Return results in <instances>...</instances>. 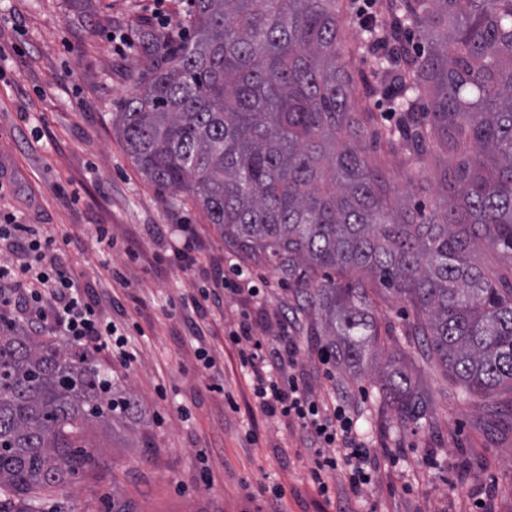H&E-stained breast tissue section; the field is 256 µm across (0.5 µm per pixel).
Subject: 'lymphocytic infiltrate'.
<instances>
[{"mask_svg": "<svg viewBox=\"0 0 512 512\" xmlns=\"http://www.w3.org/2000/svg\"><path fill=\"white\" fill-rule=\"evenodd\" d=\"M69 235L40 233L15 215L0 219V314L22 321L37 336H60L94 353L128 362L131 353L125 328L108 321L99 301L89 299L64 258ZM238 346L243 368L251 371L254 401L263 414L300 422L313 450L311 477L322 497H329L328 479L337 468L348 473L349 489L360 494L376 472L375 456L352 431L343 406L329 407L316 399L306 383L286 374L294 364V325L281 319L270 338L252 334L242 319L228 335Z\"/></svg>", "mask_w": 512, "mask_h": 512, "instance_id": "f902f5d3", "label": "lymphocytic infiltrate"}]
</instances>
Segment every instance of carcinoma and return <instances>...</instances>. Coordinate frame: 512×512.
I'll return each mask as SVG.
<instances>
[{"label": "carcinoma", "instance_id": "obj_1", "mask_svg": "<svg viewBox=\"0 0 512 512\" xmlns=\"http://www.w3.org/2000/svg\"><path fill=\"white\" fill-rule=\"evenodd\" d=\"M194 0L192 32L164 50L118 113L132 163L189 194L224 239L302 293L323 350L374 372L402 420L430 414L419 361L458 396L512 394V0ZM362 38L347 47L342 27ZM375 56L399 123L379 140L445 190L431 208L392 198L362 143L337 59ZM499 268L474 261L480 247ZM406 301L419 357H379L370 292ZM140 423L136 394L70 343L0 321V493L40 512V491L94 463L92 436Z\"/></svg>", "mask_w": 512, "mask_h": 512}]
</instances>
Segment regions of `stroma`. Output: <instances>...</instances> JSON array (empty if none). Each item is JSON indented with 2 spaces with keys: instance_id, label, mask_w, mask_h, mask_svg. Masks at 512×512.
I'll return each instance as SVG.
<instances>
[{
  "instance_id": "obj_1",
  "label": "stroma",
  "mask_w": 512,
  "mask_h": 512,
  "mask_svg": "<svg viewBox=\"0 0 512 512\" xmlns=\"http://www.w3.org/2000/svg\"><path fill=\"white\" fill-rule=\"evenodd\" d=\"M176 43L191 29L190 0H0V212L39 231L67 234L65 258L89 294L103 296L105 317L137 324L134 358L113 364L137 395V435L96 451L95 463L44 496L46 512H110L121 500L130 512H512V396L464 402L435 365L414 376L432 404L429 416L404 421L380 397L371 374L346 361L326 365L312 314L300 292L225 246L191 197L171 201L132 164L112 119L147 78L142 30ZM358 96L372 121L365 140L385 165L400 196L431 204L442 190L424 177L413 185L399 158L386 155L380 129L388 112L372 57L351 60ZM156 224L192 225L204 245L200 264L183 271L165 259L169 237ZM108 228L111 244L97 239ZM240 266L247 288L224 292L223 309L182 308L181 299L216 285L217 273ZM122 268L131 281L112 282ZM385 351L406 349L413 319L390 294L371 297ZM295 313L299 353L294 373L315 394L353 409L355 429L371 446L378 477L362 496L335 476L331 501L313 486L309 450L297 422L261 415L252 380L240 368L226 333L249 317L267 336L282 314ZM217 356L208 379L196 374L198 348ZM437 458L427 467L424 455ZM282 485L268 505L260 485Z\"/></svg>"
}]
</instances>
